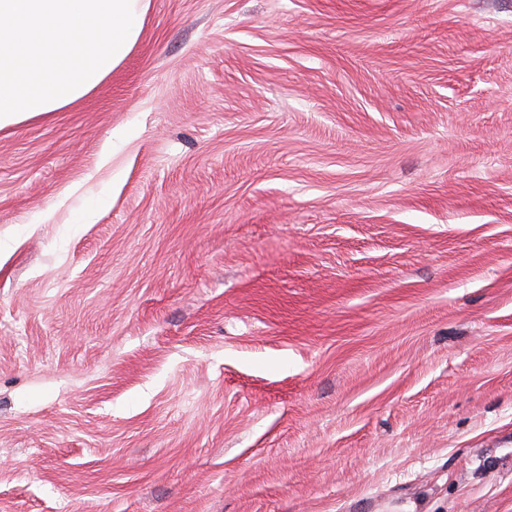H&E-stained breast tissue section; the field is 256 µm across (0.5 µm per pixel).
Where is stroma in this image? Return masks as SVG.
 <instances>
[{
  "mask_svg": "<svg viewBox=\"0 0 512 512\" xmlns=\"http://www.w3.org/2000/svg\"><path fill=\"white\" fill-rule=\"evenodd\" d=\"M512 512V0H149L0 129V512Z\"/></svg>",
  "mask_w": 512,
  "mask_h": 512,
  "instance_id": "1",
  "label": "stroma"
}]
</instances>
